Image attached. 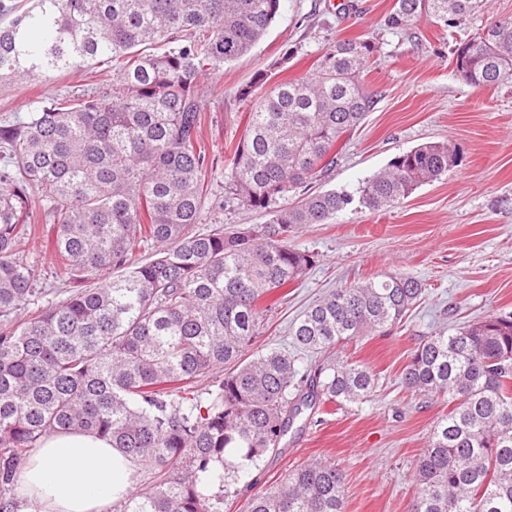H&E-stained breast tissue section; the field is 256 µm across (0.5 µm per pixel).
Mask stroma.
I'll list each match as a JSON object with an SVG mask.
<instances>
[{"label": "stroma", "instance_id": "1", "mask_svg": "<svg viewBox=\"0 0 512 512\" xmlns=\"http://www.w3.org/2000/svg\"><path fill=\"white\" fill-rule=\"evenodd\" d=\"M283 0V8L253 51L225 64L205 82L202 144L214 162L202 225L227 228L265 223L264 213L226 202L224 173L246 128L251 104L239 92L260 72L286 80L309 71L336 37H363L378 52L361 73L378 103L345 141L336 166L311 184L315 190H354L396 154L426 142H452L458 163L440 180L422 185L382 213L353 208L312 224L292 245L317 262L302 278L269 298V311L252 351L292 350L291 324L316 300L369 277L407 275L425 292L402 326L336 347L337 357L369 366L378 378L371 401L329 407L320 422L294 423L279 451L263 456L247 479L224 497V512H245L250 494L280 484L290 472L322 460L343 473L345 512H412L414 468L447 404L422 402L400 374L423 337L456 329L488 315L512 316V88H475L462 82L450 50L465 31L492 17L512 15V0H489L465 30L447 32L420 21L410 31L383 25L393 0ZM93 85L112 89V68L98 65L51 82H0V116H25L42 94ZM47 223H38L22 251L37 269L38 287L53 300L69 286L46 245Z\"/></svg>", "mask_w": 512, "mask_h": 512}]
</instances>
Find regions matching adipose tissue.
Instances as JSON below:
<instances>
[{"instance_id": "ef3b65f1", "label": "adipose tissue", "mask_w": 512, "mask_h": 512, "mask_svg": "<svg viewBox=\"0 0 512 512\" xmlns=\"http://www.w3.org/2000/svg\"><path fill=\"white\" fill-rule=\"evenodd\" d=\"M132 474L121 450L97 435H51L23 468L19 512H104L133 491Z\"/></svg>"}]
</instances>
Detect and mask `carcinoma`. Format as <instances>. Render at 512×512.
<instances>
[{
  "label": "carcinoma",
  "instance_id": "obj_1",
  "mask_svg": "<svg viewBox=\"0 0 512 512\" xmlns=\"http://www.w3.org/2000/svg\"><path fill=\"white\" fill-rule=\"evenodd\" d=\"M282 0H0V80L46 79L112 63V93L36 102L0 120V512H17L20 470L50 434L87 432L138 466L168 473L113 512H223L211 492L277 449L316 404L369 401L375 375L328 357L303 373L270 349L244 358L261 302L296 283L315 255L289 243L352 206L383 211L448 173L449 143L394 156L354 192L290 193L336 164L340 141L377 104L359 80L378 52L336 37L310 72L255 99L233 149L226 201L265 224L193 232L209 159L200 142L202 78L249 53ZM485 0H394L406 31L425 18L451 31ZM457 75L512 86V15L460 42ZM50 223L48 247L70 295L35 305L36 269L20 245ZM155 248L154 258L136 253ZM121 274L114 277L112 271ZM425 288L404 276L338 288L292 326L298 349L333 350L402 322ZM209 375L212 388L195 389ZM448 403L416 462L413 512H512V317L426 337L401 373ZM342 473L312 462L247 499L246 512H344Z\"/></svg>",
  "mask_w": 512,
  "mask_h": 512
}]
</instances>
